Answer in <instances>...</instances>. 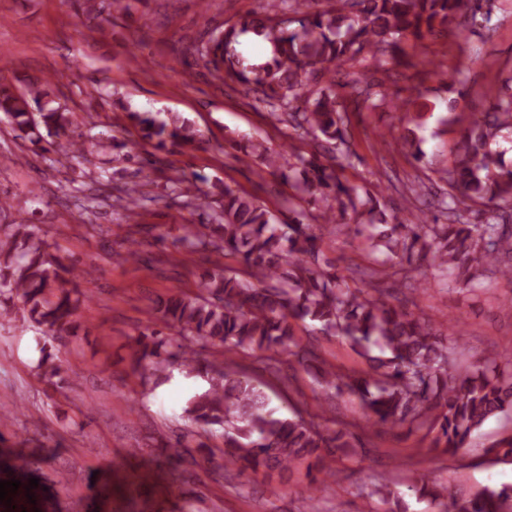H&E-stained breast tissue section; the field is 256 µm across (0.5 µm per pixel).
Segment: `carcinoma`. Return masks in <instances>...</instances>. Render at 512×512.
<instances>
[{"label":"carcinoma","instance_id":"1","mask_svg":"<svg viewBox=\"0 0 512 512\" xmlns=\"http://www.w3.org/2000/svg\"><path fill=\"white\" fill-rule=\"evenodd\" d=\"M498 0H333L329 8L303 12L304 0H271L254 13L192 44L187 52L224 83L260 95L273 119L325 144L333 152L346 143L344 100L355 108L387 105L383 84L354 80L342 94L324 76L347 62L387 56L403 63L402 44H420L448 29L458 19L455 35L468 40L490 21ZM270 44L271 56L249 63L237 51L244 36ZM510 94L492 111L473 116L452 165L442 180L448 192L438 206L448 223L410 224L395 210L376 224L363 217L379 199L361 186L346 185L333 166L318 156H296L297 162L273 152L263 140L251 142L244 156L270 173L294 180L291 202L296 219L288 224L252 197L229 186L219 192H198L184 177L172 180L199 223L183 228L180 243L189 254L232 256L245 275L220 269L206 274L191 294L178 292L156 308L162 329H145L132 338L131 369L140 373L143 388L167 379L173 369L199 377L205 388L183 409L193 429L183 439L205 452L203 466L215 470L213 449L204 440L221 432L224 465L239 471L263 472L284 484L293 470L306 465L310 481L328 473L336 459H351L364 448L359 435L331 420L322 429L296 410L282 417L270 407L265 386L233 367L228 356L263 354L265 369L281 372V356L304 368L315 366L314 349L300 344L292 320L310 321L323 334L344 338L370 363L372 373H343L317 367L325 400L347 391L360 397L365 427L409 425L435 433L433 447L450 456L465 447L484 423L512 410V376L490 375L476 367L459 372L448 355L446 338L432 321L396 305L397 293L424 290L415 263L474 292L475 271L503 264L501 276L512 281V225L500 222L496 207L512 204V165L493 145L512 129ZM0 114L45 153L62 164L76 143L80 156H99L122 148L107 137L74 135V113L53 106L46 93L31 84L23 93L0 84ZM126 118L140 138L157 151L192 144L201 134L179 114L160 119L152 112H128ZM484 207L483 220L472 224L466 214ZM346 231L364 239L373 262L355 273L365 287L353 286L336 261L321 249L322 232ZM75 268L49 251L34 224L0 225V326L22 313L46 338L75 329L80 290ZM38 379L58 388L68 372L66 359L40 348L34 366ZM409 490L426 500L433 512H512V485L487 487L460 499L449 484L429 483L423 476L407 478ZM367 496L399 504L387 483L371 486Z\"/></svg>","mask_w":512,"mask_h":512}]
</instances>
